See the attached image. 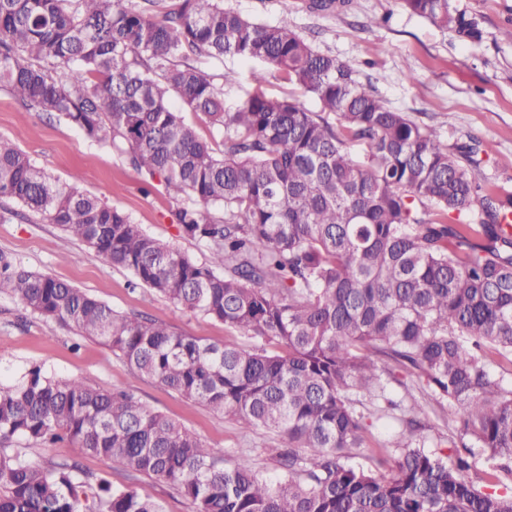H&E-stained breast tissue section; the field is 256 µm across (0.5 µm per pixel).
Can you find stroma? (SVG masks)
Masks as SVG:
<instances>
[{"label": "stroma", "instance_id": "obj_1", "mask_svg": "<svg viewBox=\"0 0 512 512\" xmlns=\"http://www.w3.org/2000/svg\"><path fill=\"white\" fill-rule=\"evenodd\" d=\"M244 16L267 24L289 18L295 32L319 51L349 64L359 79L371 82L389 106L422 125L438 128L448 143L477 138L483 150L478 171L482 182L512 189V0H454L473 19L481 38L469 41L429 20L410 14L401 0H349L346 7L313 13L309 0H224ZM212 72L235 71V84L225 86L227 108L259 86L267 96L300 97L288 81L259 62L198 58ZM0 137L14 140L61 182L73 184L130 216L153 237L196 259L205 251L178 236L170 222L173 201L164 190L141 191V178L122 156L86 140L76 127L41 112L23 110L0 89ZM0 252L26 267L65 280L96 296L113 309L152 317L173 331L220 343L230 336L223 324L175 308L151 290L135 285L132 275L109 265L95 251L69 237L57 225L37 219L0 223ZM42 367L58 380L87 378L131 392L146 407L159 411L195 433L228 462L251 456L270 478L277 470L267 451L279 448V433L259 427L242 430L229 415L187 400L156 380L129 368L111 349L55 321L21 318L17 303L0 296V381L10 383L28 369ZM14 449L34 465L47 460L78 461L94 474L109 475L113 484L131 485L162 512H192V504L170 485L140 475L129 478L99 457L80 454L67 444L52 448L19 439Z\"/></svg>", "mask_w": 512, "mask_h": 512}]
</instances>
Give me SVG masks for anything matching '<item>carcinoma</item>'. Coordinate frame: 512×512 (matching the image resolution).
<instances>
[{
  "label": "carcinoma",
  "mask_w": 512,
  "mask_h": 512,
  "mask_svg": "<svg viewBox=\"0 0 512 512\" xmlns=\"http://www.w3.org/2000/svg\"><path fill=\"white\" fill-rule=\"evenodd\" d=\"M470 41L477 24L453 0H401ZM229 56L268 65L311 95L261 87L224 108L231 72L194 64ZM0 87L115 150L143 192L163 186L178 235L200 262L148 235L122 210L56 181L0 138V222L58 225L135 284L253 340L207 343L0 252V295L109 347L131 370L182 397L263 426L281 477L231 465L133 394L40 367L0 383V512H161L79 463H28L24 438L67 443L190 499L195 512H512V192L476 176L480 143L454 145L393 109L352 67L317 50L288 18L266 24L224 0H0ZM212 129L200 135L185 114ZM461 221L451 224L448 215ZM456 408L454 457L429 453L415 403L399 420L386 473L346 463L368 426L360 397L387 381ZM477 446L508 463L474 481Z\"/></svg>",
  "instance_id": "obj_1"
}]
</instances>
